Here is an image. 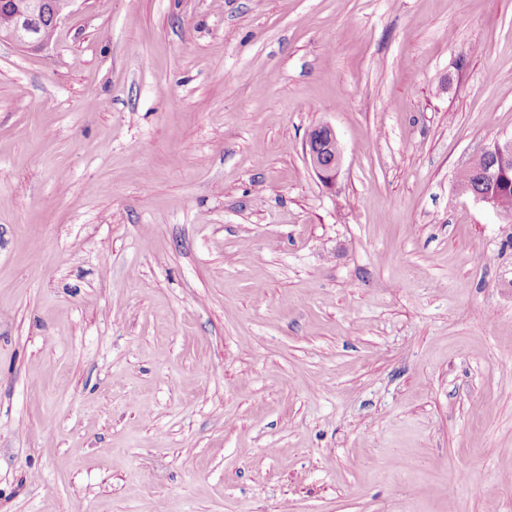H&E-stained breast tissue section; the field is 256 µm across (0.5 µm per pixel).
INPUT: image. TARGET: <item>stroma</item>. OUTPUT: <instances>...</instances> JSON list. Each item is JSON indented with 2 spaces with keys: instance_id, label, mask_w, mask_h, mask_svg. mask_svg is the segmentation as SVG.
Returning a JSON list of instances; mask_svg holds the SVG:
<instances>
[{
  "instance_id": "35a3bbf8",
  "label": "stroma",
  "mask_w": 512,
  "mask_h": 512,
  "mask_svg": "<svg viewBox=\"0 0 512 512\" xmlns=\"http://www.w3.org/2000/svg\"><path fill=\"white\" fill-rule=\"evenodd\" d=\"M510 138L512 0L1 43L0 512H512V217L458 183ZM307 164L326 186H333L342 166V153L334 128L321 124L313 128L305 142Z\"/></svg>"
}]
</instances>
